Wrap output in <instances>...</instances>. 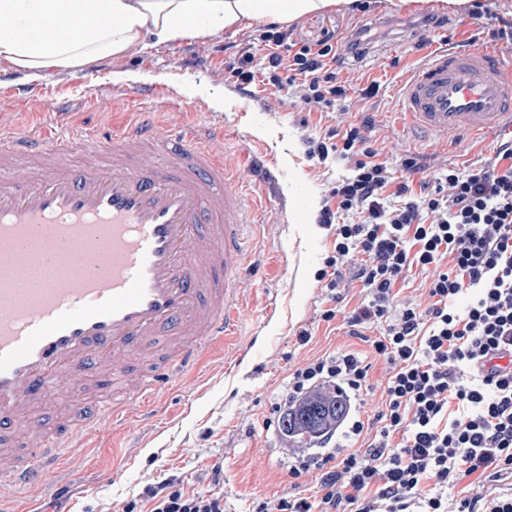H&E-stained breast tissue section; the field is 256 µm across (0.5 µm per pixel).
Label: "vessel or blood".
Masks as SVG:
<instances>
[{"label": "vessel or blood", "mask_w": 512, "mask_h": 512, "mask_svg": "<svg viewBox=\"0 0 512 512\" xmlns=\"http://www.w3.org/2000/svg\"><path fill=\"white\" fill-rule=\"evenodd\" d=\"M398 120L512 133V54L435 50L404 80ZM212 142L147 112L108 138L0 127L1 486H41L74 437L130 422L128 400L150 411L216 346L233 348L263 208ZM60 380L79 399L51 427L37 406Z\"/></svg>", "instance_id": "obj_1"}]
</instances>
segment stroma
<instances>
[{"label": "stroma", "instance_id": "35a3bbf8", "mask_svg": "<svg viewBox=\"0 0 512 512\" xmlns=\"http://www.w3.org/2000/svg\"><path fill=\"white\" fill-rule=\"evenodd\" d=\"M480 2L485 13L476 27L468 24L470 0L451 6L442 0L401 5L357 0L348 9L335 7L289 21L294 41L301 44L330 36L340 42L359 27L390 26L386 38L346 62L377 81L375 96L352 95L325 119L317 105L304 104L293 91L277 93L260 82L248 93L233 89V47L258 27L249 20L203 41L187 37L42 78L0 59V114L16 128L33 129L49 121L57 102L69 107L67 126L102 132L145 108L164 112L186 126L222 134L229 158H253L279 170L284 194L298 193L305 200L298 212L272 207L256 230L249 272L257 289L247 297L240 318L242 359L228 364L223 351H216L188 386L174 387L160 398L150 419L128 432L104 434L99 447L77 448L83 485H72L70 474L60 471L45 486L23 492L15 501L17 512H30L35 502L51 495L61 497L66 512H122L129 504L135 512H147L149 487L175 480L190 491L210 490L218 471L224 475V512H252L258 500L287 487L289 457L276 446L273 405L285 393L292 370L352 344L346 316L363 297L356 285L350 302L335 303L317 280L335 247L332 229L319 222L321 211L330 188L349 175L352 163L333 155L318 163L310 146L331 141L335 131L348 125L368 122L379 130L377 149L400 177L405 159L412 156L435 159L440 166L492 156L503 137H482L477 150L467 137L449 149L441 139L424 138L395 119L398 87L425 50L495 45L500 18L512 20V0ZM427 15L441 20L440 35L430 42L415 25ZM37 85L44 88L40 97L17 93ZM131 85L139 86L142 96L127 98ZM332 308L335 318L323 321L322 311ZM304 330L311 335L305 344L298 339Z\"/></svg>", "mask_w": 512, "mask_h": 512}]
</instances>
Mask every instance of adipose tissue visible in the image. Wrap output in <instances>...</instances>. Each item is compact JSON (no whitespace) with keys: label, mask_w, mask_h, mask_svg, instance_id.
I'll return each instance as SVG.
<instances>
[{"label":"adipose tissue","mask_w":512,"mask_h":512,"mask_svg":"<svg viewBox=\"0 0 512 512\" xmlns=\"http://www.w3.org/2000/svg\"><path fill=\"white\" fill-rule=\"evenodd\" d=\"M351 0H0V58L42 76L243 20L291 21ZM92 24L94 35L79 27Z\"/></svg>","instance_id":"1"}]
</instances>
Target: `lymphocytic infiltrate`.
Instances as JSON below:
<instances>
[{"instance_id": "f902f5d3", "label": "lymphocytic infiltrate", "mask_w": 512, "mask_h": 512, "mask_svg": "<svg viewBox=\"0 0 512 512\" xmlns=\"http://www.w3.org/2000/svg\"><path fill=\"white\" fill-rule=\"evenodd\" d=\"M232 73L241 90L302 84L327 109L351 90L377 91L358 89L331 42L298 46L275 27L239 44ZM332 153L354 165L330 191L335 208L321 213L336 244L320 276L332 291L359 280L369 300L349 311V326L385 329L369 353L345 349L292 371L275 411L292 422L320 407L323 434L338 443L289 466V478L312 479L309 495L276 492L253 512H448L449 486L476 473L495 482L512 475V142L484 162L437 168L416 186L397 181L363 127L349 125L339 142L312 151L322 162ZM414 267L427 274L425 299L398 302L396 285ZM462 294L469 301L459 311ZM373 356L387 369L382 407L368 422L355 401L370 387ZM361 440L367 449L355 452ZM147 499L149 512H224L223 495L171 480Z\"/></svg>"}]
</instances>
